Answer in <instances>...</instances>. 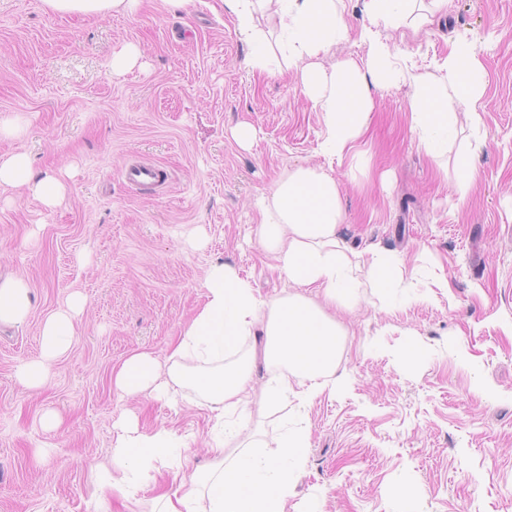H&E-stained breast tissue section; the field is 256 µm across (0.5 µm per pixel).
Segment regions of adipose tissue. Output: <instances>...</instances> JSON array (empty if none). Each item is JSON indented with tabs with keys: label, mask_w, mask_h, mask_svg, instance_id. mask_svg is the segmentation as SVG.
I'll use <instances>...</instances> for the list:
<instances>
[{
	"label": "adipose tissue",
	"mask_w": 512,
	"mask_h": 512,
	"mask_svg": "<svg viewBox=\"0 0 512 512\" xmlns=\"http://www.w3.org/2000/svg\"><path fill=\"white\" fill-rule=\"evenodd\" d=\"M55 13L104 15L134 13L140 0H44ZM342 0H224L238 32L250 44H259L256 18L273 12L292 54L290 67L300 76L301 93L320 112L325 136L320 152L340 160L354 152L374 106V91L407 83L410 130L432 160H440L448 133L460 117L448 109L449 96L469 104L463 118L473 125L481 118L475 108L486 91V73L472 42L460 39L442 64L446 77L429 72L403 73L391 62V49L373 30L364 36L372 43L366 67L350 60L322 64L326 52L347 36ZM418 0H369L374 21L399 28L409 20L426 24L428 13H417ZM0 186L26 191L47 206L60 205L66 186L58 178L35 177L24 153L0 157ZM259 213V242L276 261L293 289L272 300L257 295L249 281L226 264L207 270L205 300L182 329L165 360L150 353L131 354L112 372V385L124 396L146 394L171 399L175 387L199 385L197 407L213 414L222 433L208 452L209 471L156 498L155 512H286L288 495L300 468L301 436L287 437L277 455L243 451L240 439L249 429V405L254 395L274 404L298 393L312 399L333 381L339 354L340 329L327 315L345 292L356 290L355 261L340 236L343 222L341 194L336 180L314 168L297 169L278 181L270 195L255 203ZM324 300L316 305L308 292ZM31 290L20 278L0 281V322L24 323L31 312ZM83 309L73 299L66 309L50 315L41 329V356L19 367L20 383L29 389L44 385L52 364L71 346L75 320ZM264 332V343L252 346L245 362L227 339ZM263 362L270 372L262 390L251 383L248 364ZM183 442L173 430L148 433L136 417L115 426L112 438V480L101 488L103 496L137 501L151 473L168 467L174 449Z\"/></svg>",
	"instance_id": "ef3b65f1"
}]
</instances>
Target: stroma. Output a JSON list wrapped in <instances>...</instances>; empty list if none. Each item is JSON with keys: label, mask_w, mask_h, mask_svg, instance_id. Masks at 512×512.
<instances>
[{"label": "stroma", "mask_w": 512, "mask_h": 512, "mask_svg": "<svg viewBox=\"0 0 512 512\" xmlns=\"http://www.w3.org/2000/svg\"><path fill=\"white\" fill-rule=\"evenodd\" d=\"M349 32L328 53L366 65L373 26L396 65L434 70L461 36L487 76L479 128L459 122L441 163L410 131L407 86L374 92L360 158L322 157L311 110L276 20L258 22L268 69L223 0H143L132 15L55 14L42 0H0V119L28 121L0 156L27 153L36 176L67 187L49 207L0 186V279L32 292L26 322L0 326V512H128L99 498L113 424L137 410L141 429L188 445L182 471L207 469L214 421L185 387L177 404L120 396L114 367L146 351L165 358L204 301L213 264L233 266L262 298L290 290L263 250L254 202L300 167L340 184L349 252L378 249L412 278L387 291L360 270L356 294L332 315L342 330L336 384L309 405L266 408L255 440L276 452L305 433L288 512H512V0H448L420 31L371 24L365 0H344ZM140 53L113 76L114 53ZM251 124L250 145L235 127ZM465 194L462 157L475 140ZM164 169L150 195L122 177L132 162ZM85 301L70 350L46 384L26 389L43 321L73 295ZM57 412L58 426L40 416Z\"/></svg>", "instance_id": "35a3bbf8"}]
</instances>
